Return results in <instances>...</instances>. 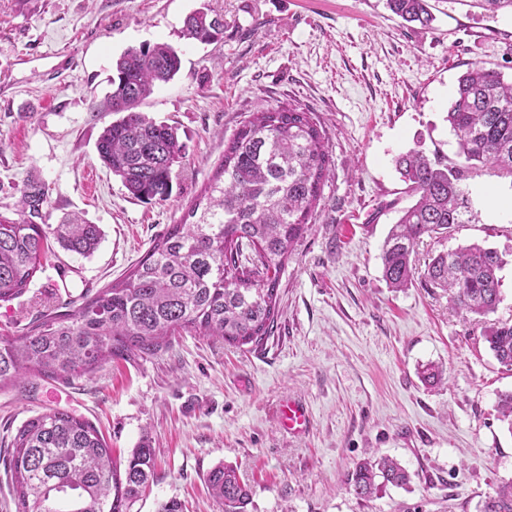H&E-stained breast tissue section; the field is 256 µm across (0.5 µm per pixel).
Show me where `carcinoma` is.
Segmentation results:
<instances>
[{
	"label": "carcinoma",
	"mask_w": 512,
	"mask_h": 512,
	"mask_svg": "<svg viewBox=\"0 0 512 512\" xmlns=\"http://www.w3.org/2000/svg\"><path fill=\"white\" fill-rule=\"evenodd\" d=\"M486 14L512 10V0H474ZM408 23L430 27L428 0H386ZM224 23L205 10L184 21L183 36L209 44ZM169 43L130 47L112 65L104 108L118 115L96 143L102 164L142 201L167 199L185 157L177 129L139 110L180 72ZM446 120L457 162L412 149L395 159L410 205L390 229L381 253L382 277L403 290L416 274V246L425 236H448L456 224L478 222L465 182L486 168L512 179V80L475 63L458 79ZM331 171L327 140L311 113L293 107L259 112L230 139L211 182L190 205L189 224H174L130 268L66 313H50L21 336L0 339V386L29 376L68 381L90 375L114 358L153 354L180 332H194L241 348L259 347L276 321L279 272L322 198ZM23 203L29 218L0 217V301L24 295L43 268L52 243L88 257L102 230L76 217L36 224L48 204L31 185ZM503 255L478 244L432 256L423 277L448 290L451 307L485 318L502 301ZM496 360L512 370V322L494 321L483 333ZM498 412L512 432V391ZM155 450L144 441L120 469L104 437L88 421L49 410L27 419L11 441L10 473L18 512H131L155 474ZM357 496L372 498L404 486L407 471L390 457L356 464ZM224 512H247L250 489L238 467L221 463L208 475ZM479 512H512V482L499 486Z\"/></svg>",
	"instance_id": "cac0c4a2"
}]
</instances>
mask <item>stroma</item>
Segmentation results:
<instances>
[{"label": "stroma", "instance_id": "35a3bbf8", "mask_svg": "<svg viewBox=\"0 0 512 512\" xmlns=\"http://www.w3.org/2000/svg\"><path fill=\"white\" fill-rule=\"evenodd\" d=\"M434 21L404 22L385 0H0V217L20 216L29 185L45 187L41 223L80 215L99 225L97 250L55 249L29 290L0 302V338L41 314L66 311L122 278L155 240L183 223L234 133L278 106L311 112L328 139L332 173L308 229L279 277L278 316L262 347L240 350L194 333L156 354L105 363L70 382L31 377L0 387V512H17L5 469L29 417L65 410L93 424L115 460L141 441L156 452L153 482L132 512L177 499L184 512H224L206 480L238 465L252 487L248 512H478L512 481V433L498 417L512 390L483 339L482 318L458 312L423 278L388 288L381 246L410 203L395 158L419 147L455 156L446 121L458 77L479 62L512 76V13L469 0H430ZM207 7L222 38H181L185 17ZM167 42L182 69L142 112L173 125L186 158L171 196L146 203L100 162L112 122L94 110L127 48ZM479 221L424 238L419 261L472 243L507 261L495 319L512 320V215L487 191L512 181L483 170L466 182ZM442 365L425 385L422 365ZM310 413L304 434L280 426L282 400ZM395 458L410 482L359 498L356 463Z\"/></svg>", "mask_w": 512, "mask_h": 512}]
</instances>
